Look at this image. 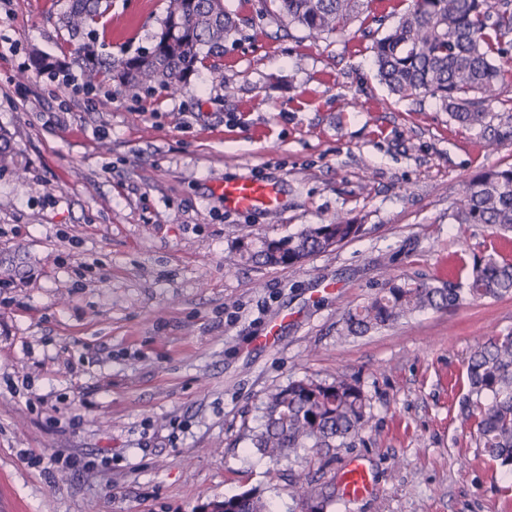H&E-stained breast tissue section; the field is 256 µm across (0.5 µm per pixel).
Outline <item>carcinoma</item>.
<instances>
[{
  "mask_svg": "<svg viewBox=\"0 0 512 512\" xmlns=\"http://www.w3.org/2000/svg\"><path fill=\"white\" fill-rule=\"evenodd\" d=\"M105 2L65 0L58 20L76 40L73 52L63 60L36 52L30 66L57 75L75 65L85 87L114 82L137 98L158 88L178 90L201 57L224 55V42L238 32L225 0H167L152 46L114 59L102 52L94 28ZM270 2L268 14L302 28L313 41L344 31L364 8V0ZM372 49L380 80L398 99L429 96L441 103L451 120L488 143L512 141V100L501 99L503 89L512 86V68L502 63L512 49V0H415L412 9L374 40ZM495 103L501 104L500 110L493 109ZM13 165L10 138L0 132V169ZM452 217L457 224H487L498 233L512 232V164L474 174ZM360 232L361 225L338 218L278 239L244 235L234 243V251L243 263L295 266ZM510 296L512 259L495 250L474 261L464 296L451 282L439 287L387 278L364 305L346 314L344 331L362 336L415 312L457 306L465 297L477 302ZM466 379L459 401L462 423L474 422L477 447L511 474L512 334L494 336L475 347L466 361ZM369 410L361 387L345 376L331 382H292L267 394L263 423L251 434V444L278 466L302 448L321 451L351 444L359 438ZM293 493L305 512H324L336 496V483L331 478L319 488L311 487L300 474ZM209 508L271 512L264 496L252 489L215 500Z\"/></svg>",
  "mask_w": 512,
  "mask_h": 512,
  "instance_id": "carcinoma-1",
  "label": "carcinoma"
}]
</instances>
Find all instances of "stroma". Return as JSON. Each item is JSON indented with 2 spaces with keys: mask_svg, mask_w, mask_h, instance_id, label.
<instances>
[{
  "mask_svg": "<svg viewBox=\"0 0 512 512\" xmlns=\"http://www.w3.org/2000/svg\"><path fill=\"white\" fill-rule=\"evenodd\" d=\"M111 2L106 52L150 46L166 0ZM226 3L239 31L223 80L200 66L181 91L135 99L30 69L32 51L73 49L57 2L0 0V131L17 162L0 170V512H210L250 489L301 512L295 475L317 486L355 456L372 494L325 512H512V480L457 418L466 360L512 332V298L342 333L388 276L462 286L502 248L451 214L512 142L486 147L434 99L390 94L359 23L313 43L260 0ZM240 177L277 182L280 209L226 210L215 188ZM339 215L362 234L300 266L232 248ZM339 375L371 405L353 447L278 466L254 452L269 390ZM60 450L97 470L53 468Z\"/></svg>",
  "mask_w": 512,
  "mask_h": 512,
  "instance_id": "obj_1",
  "label": "stroma"
}]
</instances>
